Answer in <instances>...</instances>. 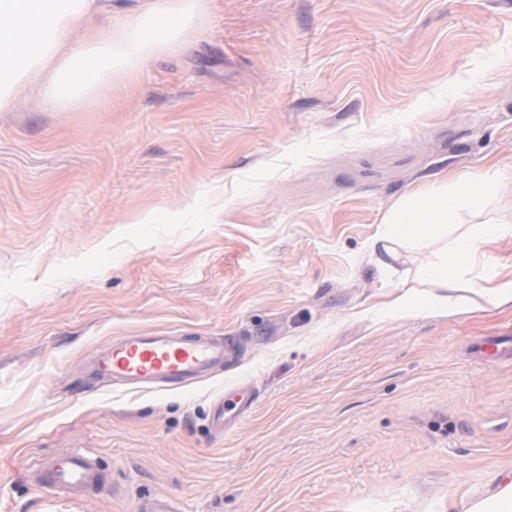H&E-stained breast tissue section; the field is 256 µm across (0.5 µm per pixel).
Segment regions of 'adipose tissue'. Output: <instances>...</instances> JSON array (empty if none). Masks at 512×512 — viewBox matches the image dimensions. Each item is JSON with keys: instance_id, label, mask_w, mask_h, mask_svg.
I'll list each match as a JSON object with an SVG mask.
<instances>
[{"instance_id": "ef3b65f1", "label": "adipose tissue", "mask_w": 512, "mask_h": 512, "mask_svg": "<svg viewBox=\"0 0 512 512\" xmlns=\"http://www.w3.org/2000/svg\"><path fill=\"white\" fill-rule=\"evenodd\" d=\"M195 0H141L116 27L95 22L101 0H0V108L14 92L52 99L63 111L97 91L99 77H120L168 51L195 14ZM84 23L73 38L75 23ZM447 198H429L420 212L400 218L401 235L424 240L432 224L447 223ZM463 512H512V480L477 490Z\"/></svg>"}]
</instances>
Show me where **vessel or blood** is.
<instances>
[{"instance_id":"b4317fda","label":"vessel or blood","mask_w":512,"mask_h":512,"mask_svg":"<svg viewBox=\"0 0 512 512\" xmlns=\"http://www.w3.org/2000/svg\"><path fill=\"white\" fill-rule=\"evenodd\" d=\"M233 352L232 344L220 338L190 340L175 332L144 331L102 345L91 369L98 377L125 387L182 385L222 368ZM252 403L248 388H229L213 401L211 428L224 432ZM33 478L39 486L76 497L101 486L105 474L94 455L65 451L40 461Z\"/></svg>"}]
</instances>
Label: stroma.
<instances>
[{"mask_svg": "<svg viewBox=\"0 0 512 512\" xmlns=\"http://www.w3.org/2000/svg\"><path fill=\"white\" fill-rule=\"evenodd\" d=\"M483 189L481 206L455 179ZM453 219L383 249L397 210ZM512 0H201L178 41L77 111L0 108V512H461L512 475ZM409 307L397 309V299ZM221 336L207 381L115 387L114 338ZM248 385L224 433L207 414ZM108 481L66 498L34 466ZM505 232L512 234V226L510 224H499L492 235H501ZM492 235H488L484 231L472 234L469 236L467 247L460 252L454 253L452 260L456 264L468 262L471 256H474L484 249L486 244L490 242V237ZM32 475L37 485L75 497L92 492L105 480L98 459L80 451H65L43 459Z\"/></svg>", "mask_w": 512, "mask_h": 512, "instance_id": "obj_1", "label": "stroma"}]
</instances>
